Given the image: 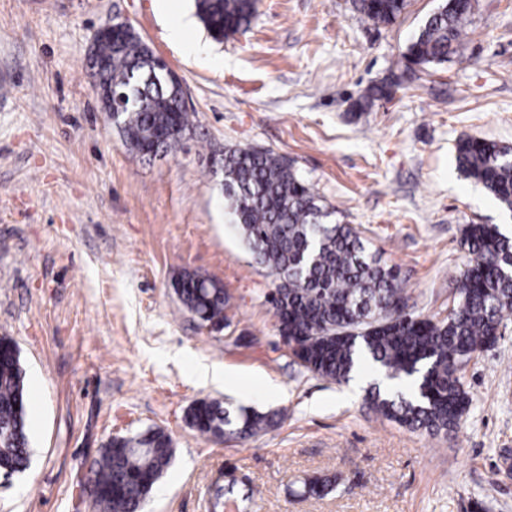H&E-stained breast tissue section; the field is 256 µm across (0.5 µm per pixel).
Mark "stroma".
Instances as JSON below:
<instances>
[{"mask_svg":"<svg viewBox=\"0 0 512 512\" xmlns=\"http://www.w3.org/2000/svg\"><path fill=\"white\" fill-rule=\"evenodd\" d=\"M439 0H408L373 26L351 0H256L248 31L218 43L194 0H0V336L37 392L29 469L0 486V512H85L79 485L115 436L163 429L173 462L141 512H512V317L469 362L471 404L431 435L375 414L349 384L308 372L278 330L272 276L224 208V148L285 156L399 269L408 310L441 319L457 299L469 224L512 235V212L458 170L459 138L512 146V0H478L463 57L410 79L403 53ZM128 20L178 75L191 131L139 156L94 87L88 53ZM189 20V52L168 36ZM390 96L357 102L379 83ZM220 279L222 331L202 326L172 283ZM233 372L230 385L197 371ZM276 412L274 428L220 442L186 420L191 404ZM329 478L319 496L304 483Z\"/></svg>","mask_w":512,"mask_h":512,"instance_id":"1","label":"stroma"}]
</instances>
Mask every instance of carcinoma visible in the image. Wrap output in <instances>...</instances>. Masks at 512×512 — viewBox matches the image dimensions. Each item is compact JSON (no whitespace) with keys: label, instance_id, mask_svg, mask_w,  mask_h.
Here are the masks:
<instances>
[{"label":"carcinoma","instance_id":"1","mask_svg":"<svg viewBox=\"0 0 512 512\" xmlns=\"http://www.w3.org/2000/svg\"><path fill=\"white\" fill-rule=\"evenodd\" d=\"M407 0H352L353 9L375 26L393 22ZM476 0H440L422 22L403 58L413 73L457 55ZM210 36L222 42L244 32L254 0H196ZM103 62L98 73L104 108L123 99L122 140L137 155L175 149L166 132L191 129L181 87L172 84L159 57L134 28L94 45ZM458 170L512 212V147L462 138ZM224 200L237 233L255 263L274 276L269 299L278 330L309 372L338 384L350 379L365 357L393 378L417 376V392L367 390L365 400L381 417L430 434L456 428L470 398L462 371L492 348L504 318L512 315V237L495 224H468L463 233L468 260L460 271L458 298L441 321L404 311L402 280L394 266L350 224L332 219L309 184L283 156L253 147L224 149ZM181 305L202 324L226 323L224 283L183 271L174 282ZM189 423L213 439L246 440L278 424L276 415L232 412L218 399L195 401ZM25 371L14 341L0 336V470L28 467ZM174 456L170 436L151 429L118 436L101 449L91 470L95 486L86 499L93 512H138Z\"/></svg>","mask_w":512,"mask_h":512}]
</instances>
